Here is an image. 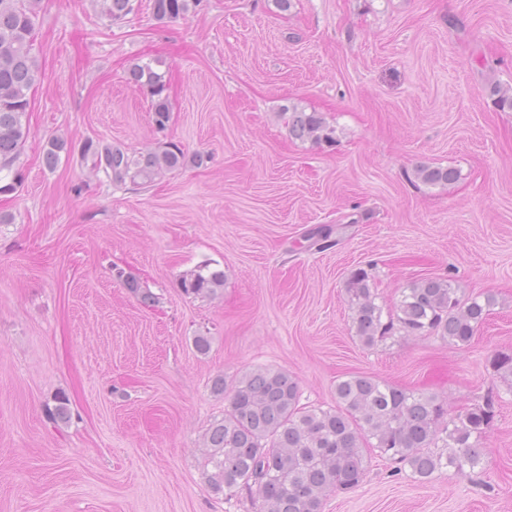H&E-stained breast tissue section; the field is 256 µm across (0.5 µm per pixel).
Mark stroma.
I'll list each match as a JSON object with an SVG mask.
<instances>
[{"mask_svg": "<svg viewBox=\"0 0 512 512\" xmlns=\"http://www.w3.org/2000/svg\"><path fill=\"white\" fill-rule=\"evenodd\" d=\"M36 28L27 179L0 195V512H259L212 492L202 450L226 404L213 379L257 366L325 409L352 373L454 410L495 396L476 474L421 483L373 454L323 512H512V385L488 365L512 352V112L486 90L512 84V0H201L175 22L140 0L118 23L98 0H41ZM153 58L169 79L162 132L126 79ZM292 106L321 113L336 144L292 140ZM54 137L67 149L51 170ZM89 139L172 141L204 162L117 189L81 165ZM421 164L459 178L425 186ZM321 225L324 250L306 239ZM202 263L223 271L222 294L184 296L180 274ZM367 265L387 311L424 276L497 303L467 347L399 335L367 349L344 293Z\"/></svg>", "mask_w": 512, "mask_h": 512, "instance_id": "obj_1", "label": "stroma"}]
</instances>
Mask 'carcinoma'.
I'll use <instances>...</instances> for the list:
<instances>
[{
  "mask_svg": "<svg viewBox=\"0 0 512 512\" xmlns=\"http://www.w3.org/2000/svg\"><path fill=\"white\" fill-rule=\"evenodd\" d=\"M37 0H0V194L17 191L23 182L20 156L29 137L27 115L30 92L40 78L34 53ZM102 13L114 23L136 10L134 0H100ZM200 4V0H152L153 17L172 22ZM157 59L135 63L128 80L150 98L153 123L160 129L171 121L166 73ZM494 104L512 111V87L490 84ZM292 138L332 144L336 129L317 112L288 109ZM67 143L52 139L43 150L49 168L57 165ZM90 170L116 187L131 183L153 185L168 172L180 170L201 156H188L174 143H162L136 154L122 145L89 141L81 152ZM415 177L426 185L452 184L458 173L450 167L421 165ZM332 229L309 230L307 240L318 249L334 245ZM129 288L143 305L158 297L132 276ZM187 296L214 297L224 288V272L203 264L180 277ZM345 293L352 309V329L359 343L374 348L394 332L402 336H438L456 347L471 344L496 305L492 293L466 297L450 280L426 277L412 281L394 309L385 313L376 303L371 273L351 272ZM489 365L504 380H512V353L496 352ZM217 393L230 392L224 418L213 423L205 439L204 468L212 492L230 500L242 494L257 496L263 512H322L332 492L357 488L368 473V452L411 470L428 482L443 469L459 474L483 462L480 439L497 416L496 401L488 394L453 415L436 394L399 387L378 377L350 374L336 381V406L323 409L301 403L298 381L285 372L249 369L228 382L213 380ZM55 423L70 419L69 399L62 395L48 411Z\"/></svg>",
  "mask_w": 512,
  "mask_h": 512,
  "instance_id": "obj_1",
  "label": "carcinoma"
}]
</instances>
